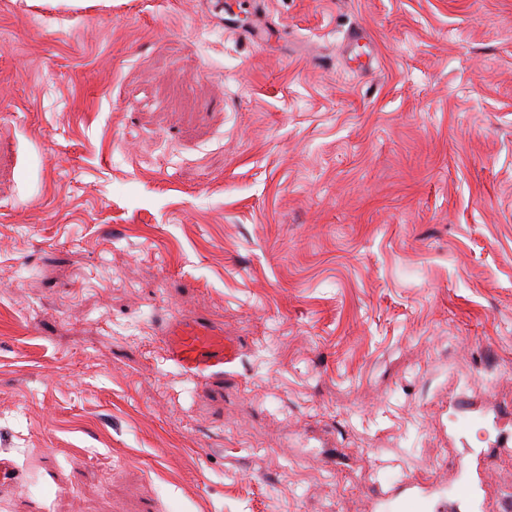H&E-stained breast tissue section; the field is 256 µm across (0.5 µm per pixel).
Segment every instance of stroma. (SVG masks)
<instances>
[{"instance_id": "35a3bbf8", "label": "stroma", "mask_w": 512, "mask_h": 512, "mask_svg": "<svg viewBox=\"0 0 512 512\" xmlns=\"http://www.w3.org/2000/svg\"><path fill=\"white\" fill-rule=\"evenodd\" d=\"M1 457L0 512H501L512 0H0ZM167 358L197 379L217 382L224 376V336L204 321L173 328Z\"/></svg>"}]
</instances>
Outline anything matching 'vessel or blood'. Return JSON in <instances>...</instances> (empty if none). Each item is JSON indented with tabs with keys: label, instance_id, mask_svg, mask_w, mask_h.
Masks as SVG:
<instances>
[{
	"label": "vessel or blood",
	"instance_id": "b4317fda",
	"mask_svg": "<svg viewBox=\"0 0 512 512\" xmlns=\"http://www.w3.org/2000/svg\"><path fill=\"white\" fill-rule=\"evenodd\" d=\"M167 357L199 380L219 381L224 376L223 333L203 321L173 328Z\"/></svg>",
	"mask_w": 512,
	"mask_h": 512
}]
</instances>
